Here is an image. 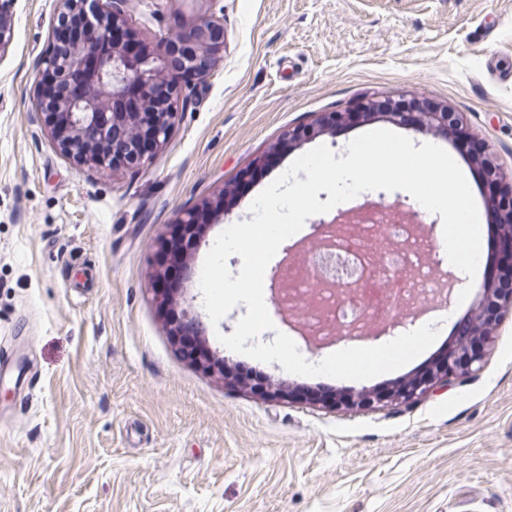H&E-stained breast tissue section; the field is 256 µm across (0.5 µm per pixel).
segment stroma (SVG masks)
<instances>
[{"label":"stroma","instance_id":"1","mask_svg":"<svg viewBox=\"0 0 512 512\" xmlns=\"http://www.w3.org/2000/svg\"><path fill=\"white\" fill-rule=\"evenodd\" d=\"M60 0H13L0 57V512H512V313L483 369L370 411L317 392L371 391L404 369L355 381L301 376L222 346L246 314L209 327L228 368L284 387L266 398L205 374L170 341L151 300V250L177 210L222 198L204 229L252 220L257 195L312 148L344 154L379 116L313 133L243 195L237 172L289 125L363 97L463 113L512 181V0H134L138 37L224 15V51L176 106L167 143L134 172L78 170L33 105ZM273 311L312 362L293 315Z\"/></svg>","mask_w":512,"mask_h":512}]
</instances>
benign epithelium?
I'll use <instances>...</instances> for the list:
<instances>
[{
	"instance_id": "1",
	"label": "benign epithelium",
	"mask_w": 512,
	"mask_h": 512,
	"mask_svg": "<svg viewBox=\"0 0 512 512\" xmlns=\"http://www.w3.org/2000/svg\"><path fill=\"white\" fill-rule=\"evenodd\" d=\"M62 18L74 14H89L88 5H96L95 21L78 37L60 43L59 29H54L51 46L36 75L35 107L44 117V125L60 150L77 168L113 170L111 155L126 152L130 161L125 168H134L158 148L167 143L175 112L176 99H188L185 90L203 82L216 54L224 48V19L212 13H202L175 37H162L155 42L140 41V50L130 54L114 38V30L127 25L126 10L131 0H61ZM12 0H0V57L13 40ZM160 83L170 86L166 100L155 97ZM372 111H382L393 124H404V113L390 99L372 98L360 101L346 112H322L311 124L288 127L268 151L255 156L238 177L263 168L268 158L285 147H292L318 130L336 127L340 120L354 124L362 122ZM411 128L416 132L444 135L464 134L463 115L446 106L431 107L417 113ZM504 236L505 253L512 258V192L499 191L491 199ZM211 214L220 215V203L205 201L192 208H182L172 224L173 234L156 245L157 255L186 275L191 260L201 245L199 220ZM342 213L313 220L322 247L330 230L341 224ZM153 301L167 315V334L180 353L203 372L224 379V357L214 351L202 323L189 316L170 315L179 305L178 289L160 288L167 279L160 264L152 266ZM484 304L473 318L472 335L479 337L477 345L461 341L458 350L448 351L438 368L411 387L391 395L361 399L372 407L389 400L409 399L448 387L457 376L482 367L490 330L500 320L505 309H512V262L503 267L500 285L483 282Z\"/></svg>"
}]
</instances>
